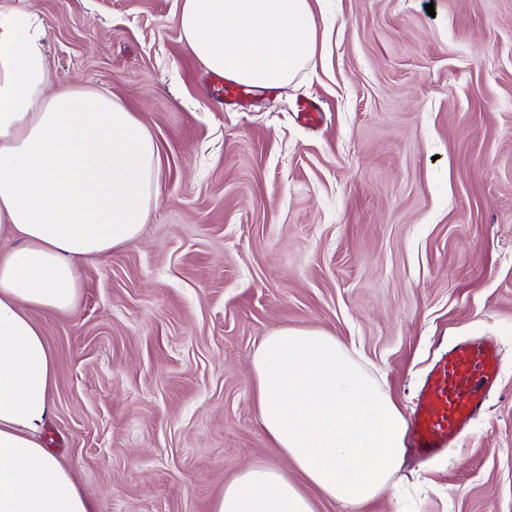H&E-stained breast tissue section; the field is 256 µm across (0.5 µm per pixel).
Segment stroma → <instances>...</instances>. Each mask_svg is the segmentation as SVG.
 Here are the masks:
<instances>
[{
    "label": "stroma",
    "instance_id": "obj_1",
    "mask_svg": "<svg viewBox=\"0 0 512 512\" xmlns=\"http://www.w3.org/2000/svg\"><path fill=\"white\" fill-rule=\"evenodd\" d=\"M180 6L0 0L47 27L55 80L120 95L161 158L139 237L39 317L45 447L94 512H210L245 467L293 470L254 397L272 330L336 336L407 416L441 350L489 338L500 383L468 435L356 512H512V0H323L321 60L242 107L211 98Z\"/></svg>",
    "mask_w": 512,
    "mask_h": 512
}]
</instances>
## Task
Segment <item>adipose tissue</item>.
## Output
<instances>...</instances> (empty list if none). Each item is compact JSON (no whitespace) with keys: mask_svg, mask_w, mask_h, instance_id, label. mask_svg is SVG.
Here are the masks:
<instances>
[{"mask_svg":"<svg viewBox=\"0 0 512 512\" xmlns=\"http://www.w3.org/2000/svg\"><path fill=\"white\" fill-rule=\"evenodd\" d=\"M189 53L256 88L290 83L316 56L311 0H182ZM48 30L0 12V512H93L72 471L44 448L55 356L39 313L75 310L80 259L139 237L158 199L160 151L121 98L53 82ZM262 428L299 475L253 465L211 512H315L329 498L378 497L404 460L406 421L345 346L281 327L253 357Z\"/></svg>","mask_w":512,"mask_h":512,"instance_id":"adipose-tissue-1","label":"adipose tissue"}]
</instances>
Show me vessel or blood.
Returning <instances> with one entry per match:
<instances>
[{"instance_id": "1", "label": "vessel or blood", "mask_w": 512, "mask_h": 512, "mask_svg": "<svg viewBox=\"0 0 512 512\" xmlns=\"http://www.w3.org/2000/svg\"><path fill=\"white\" fill-rule=\"evenodd\" d=\"M216 97L237 102L247 97L239 83L216 74L210 79ZM499 382L493 342L465 341L445 350L431 365L418 392L410 446L426 460L451 447L481 412Z\"/></svg>"}]
</instances>
